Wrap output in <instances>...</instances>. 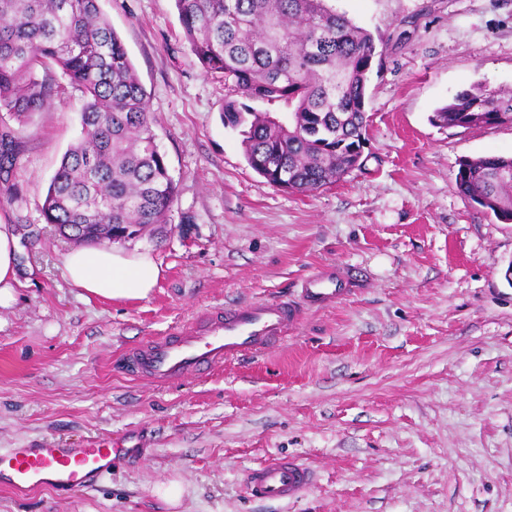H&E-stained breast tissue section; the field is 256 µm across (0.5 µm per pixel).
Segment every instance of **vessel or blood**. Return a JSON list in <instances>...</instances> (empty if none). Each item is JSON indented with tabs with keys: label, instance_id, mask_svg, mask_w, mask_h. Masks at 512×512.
<instances>
[{
	"label": "vessel or blood",
	"instance_id": "obj_1",
	"mask_svg": "<svg viewBox=\"0 0 512 512\" xmlns=\"http://www.w3.org/2000/svg\"><path fill=\"white\" fill-rule=\"evenodd\" d=\"M363 283L353 269L323 267L306 276L296 296L255 301L208 311L172 332L151 338L124 359L128 372L169 383L185 375H200L219 364L261 353L285 341L304 312L331 307ZM134 437L102 439L87 448H13L0 454V488L17 492L49 486L75 491L111 472L114 460L138 456ZM305 463L287 456L265 460L244 480L256 500L288 501L313 484Z\"/></svg>",
	"mask_w": 512,
	"mask_h": 512
}]
</instances>
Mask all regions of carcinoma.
<instances>
[{
  "instance_id": "cac0c4a2",
  "label": "carcinoma",
  "mask_w": 512,
  "mask_h": 512,
  "mask_svg": "<svg viewBox=\"0 0 512 512\" xmlns=\"http://www.w3.org/2000/svg\"><path fill=\"white\" fill-rule=\"evenodd\" d=\"M184 38L207 74L224 78L223 119L248 165L269 183L313 193L357 169L366 143L373 35L327 0H175ZM54 64L84 97L81 136L63 155L45 222L86 244L166 223L176 183L153 146L147 94L98 0H0V195L15 173L28 120L50 104L39 70ZM249 101L280 102L288 120ZM447 127L512 124V89L475 85L437 108ZM458 193L512 223V157L459 164Z\"/></svg>"
}]
</instances>
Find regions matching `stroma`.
<instances>
[{
  "label": "stroma",
  "mask_w": 512,
  "mask_h": 512,
  "mask_svg": "<svg viewBox=\"0 0 512 512\" xmlns=\"http://www.w3.org/2000/svg\"><path fill=\"white\" fill-rule=\"evenodd\" d=\"M122 39L177 183L166 223L121 241L160 278L142 300L77 288L75 242L41 207L79 136L82 93L58 69L25 127L19 191L0 223L19 239L22 288L0 307V453L137 432L143 458L94 486L0 512H512V223L461 197V160L512 155V126L432 124L470 86L512 87V0H330L382 42L368 85L363 166L303 195L247 164L175 0H98ZM332 264L367 285L306 312L281 346L178 385L120 372L122 357L192 317L293 294ZM290 456L316 473L288 503L248 500L246 473ZM179 481V506L156 495Z\"/></svg>",
  "instance_id": "obj_1"
}]
</instances>
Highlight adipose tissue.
<instances>
[{"mask_svg": "<svg viewBox=\"0 0 512 512\" xmlns=\"http://www.w3.org/2000/svg\"><path fill=\"white\" fill-rule=\"evenodd\" d=\"M17 237L0 224V306L14 298L17 276ZM67 278L88 294L104 299L138 300L148 296L161 269L148 254H127L111 247L76 249L64 259Z\"/></svg>", "mask_w": 512, "mask_h": 512, "instance_id": "obj_1", "label": "adipose tissue"}]
</instances>
